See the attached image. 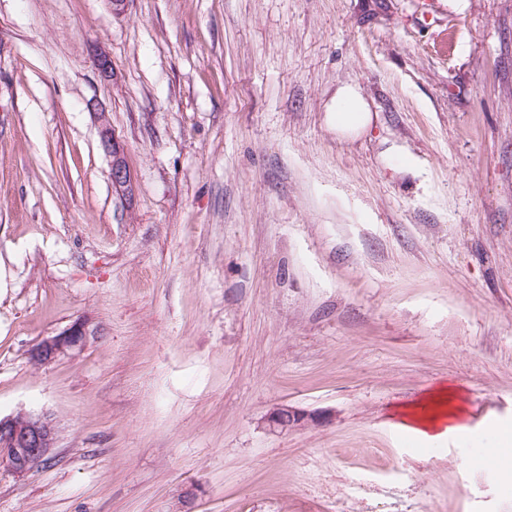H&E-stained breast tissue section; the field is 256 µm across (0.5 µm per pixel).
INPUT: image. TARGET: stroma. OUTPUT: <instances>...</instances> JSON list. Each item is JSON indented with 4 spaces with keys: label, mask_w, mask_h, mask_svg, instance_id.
Instances as JSON below:
<instances>
[{
    "label": "stroma",
    "mask_w": 512,
    "mask_h": 512,
    "mask_svg": "<svg viewBox=\"0 0 512 512\" xmlns=\"http://www.w3.org/2000/svg\"><path fill=\"white\" fill-rule=\"evenodd\" d=\"M423 2L0 0V512H512V0ZM335 104L336 109L329 114L336 131L356 136L371 125L373 113L355 88L346 86L338 89ZM102 143L104 149L112 156L111 182L119 191H125L131 182L130 170L124 159V149L113 139L108 127H102ZM96 333L89 329L85 320L76 319L59 334L40 341L32 349L31 358L36 364L51 363L70 351L84 347L89 336H95ZM56 441V429L44 414L18 411L0 415V468L23 479L51 460Z\"/></svg>",
    "instance_id": "1"
}]
</instances>
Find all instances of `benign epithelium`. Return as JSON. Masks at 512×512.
<instances>
[{"instance_id": "benign-epithelium-1", "label": "benign epithelium", "mask_w": 512, "mask_h": 512, "mask_svg": "<svg viewBox=\"0 0 512 512\" xmlns=\"http://www.w3.org/2000/svg\"><path fill=\"white\" fill-rule=\"evenodd\" d=\"M104 149L112 156L111 182L120 191L130 186L131 175L124 159V149L113 139L108 127H102ZM95 332L82 319L74 320L55 336L40 341L31 352V359L40 365L51 363L70 351L86 345ZM304 415L282 405L273 411L270 422L282 430L301 422ZM57 432L50 419L29 411L0 416V468L5 467L17 478H25L35 467L48 463L56 448Z\"/></svg>"}]
</instances>
